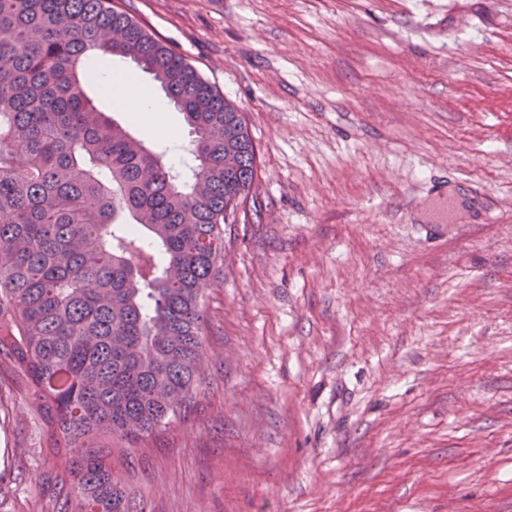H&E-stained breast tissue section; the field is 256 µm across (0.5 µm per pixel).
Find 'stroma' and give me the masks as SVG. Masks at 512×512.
Here are the masks:
<instances>
[{"mask_svg": "<svg viewBox=\"0 0 512 512\" xmlns=\"http://www.w3.org/2000/svg\"><path fill=\"white\" fill-rule=\"evenodd\" d=\"M244 112L258 176L153 512H512V0H115ZM176 136L133 133L179 163ZM0 382V473L43 512Z\"/></svg>", "mask_w": 512, "mask_h": 512, "instance_id": "1", "label": "stroma"}]
</instances>
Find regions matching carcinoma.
Instances as JSON below:
<instances>
[{
	"mask_svg": "<svg viewBox=\"0 0 512 512\" xmlns=\"http://www.w3.org/2000/svg\"><path fill=\"white\" fill-rule=\"evenodd\" d=\"M95 57L182 112L187 171L86 94ZM256 177L244 114L112 0H0V373L46 433L49 512H149L138 459L198 404L206 293Z\"/></svg>",
	"mask_w": 512,
	"mask_h": 512,
	"instance_id": "1",
	"label": "carcinoma"
}]
</instances>
